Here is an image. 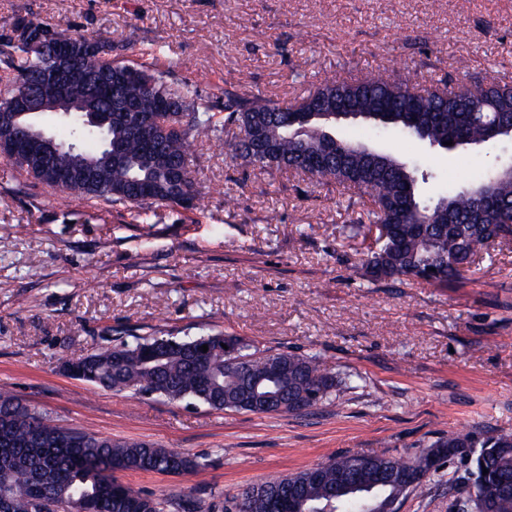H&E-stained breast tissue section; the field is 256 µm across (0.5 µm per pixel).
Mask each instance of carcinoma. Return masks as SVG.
Listing matches in <instances>:
<instances>
[{
  "label": "carcinoma",
  "mask_w": 512,
  "mask_h": 512,
  "mask_svg": "<svg viewBox=\"0 0 512 512\" xmlns=\"http://www.w3.org/2000/svg\"><path fill=\"white\" fill-rule=\"evenodd\" d=\"M56 33L43 21L19 18L11 34L0 35V113L13 110L25 81L71 61L88 80L72 84L65 98L48 85L39 87L47 107L112 113L104 126L87 117L64 121L66 136L55 142L73 150L11 160L27 178L51 188L61 208L76 200L123 205L138 213L155 205L189 207L199 194L193 175L196 147L207 141L227 146L260 172L288 170L313 185L354 191L358 199L346 209L359 203L364 209L344 225L349 237L370 236L372 224L386 230L371 239L361 260V278L370 284L417 280L460 288L469 283L468 272L482 253L512 243V164L489 168L469 185L425 204L413 164L376 150L368 136L341 135L336 121V105L344 104L366 114L362 122L374 130L393 129L445 151L446 141L463 151L512 140L511 80L460 81L448 90L422 87L409 75L325 82L285 105L261 92H226L216 112L188 83L152 63L126 59L125 46L110 40L69 35L71 56H53L43 47ZM300 111L311 117L301 133L291 125ZM233 127L238 134L224 141ZM85 161L99 167L98 180L90 184L44 175ZM272 362L275 375L268 371ZM66 363L76 369L72 378L95 388L253 414H290L354 388L351 375L332 371L315 355L213 330L136 336ZM252 383L269 402L258 411L244 405L245 388ZM362 458L365 467L356 487L348 481L357 455H336L250 485L228 500L223 512H271L269 488L302 498L300 512H391L390 506L407 495L431 489L445 464L458 473L448 486L449 512H485L476 500L482 482L502 487L491 512H512V434L459 430L412 456ZM203 467L198 457L182 451L60 426L13 393L0 391V512H160L156 500L123 483L117 473L184 474ZM406 470L418 475L411 486L400 478Z\"/></svg>",
  "instance_id": "obj_1"
}]
</instances>
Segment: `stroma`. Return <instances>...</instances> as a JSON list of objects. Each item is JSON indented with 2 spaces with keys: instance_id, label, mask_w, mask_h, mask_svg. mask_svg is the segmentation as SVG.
<instances>
[{
  "instance_id": "35a3bbf8",
  "label": "stroma",
  "mask_w": 512,
  "mask_h": 512,
  "mask_svg": "<svg viewBox=\"0 0 512 512\" xmlns=\"http://www.w3.org/2000/svg\"><path fill=\"white\" fill-rule=\"evenodd\" d=\"M160 49V63L221 105L228 91L291 102L324 82L383 69L429 86L463 76L512 80V0H0L17 18ZM375 144L415 163L421 198L512 159V142L439 151L392 133ZM193 207L59 209L49 187L0 159V390L55 423L201 457L184 475L128 471L162 512H198L243 487L340 453L409 456L462 428L512 433V247L462 288L371 285L347 237V197L288 173L259 174L204 145ZM234 204L225 207V196ZM221 330L319 356L357 389L299 414H253L116 394L60 363L117 337ZM451 468L398 512H448Z\"/></svg>"
}]
</instances>
